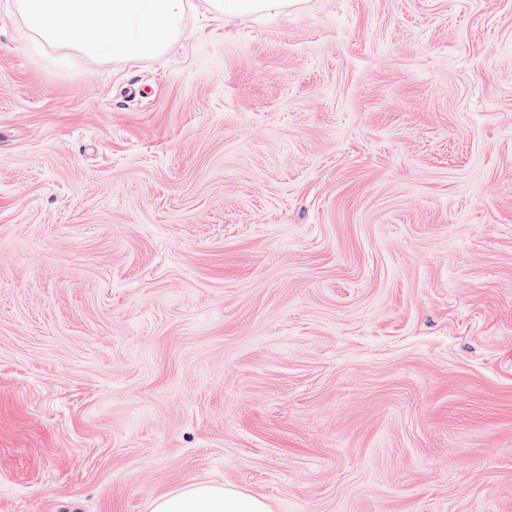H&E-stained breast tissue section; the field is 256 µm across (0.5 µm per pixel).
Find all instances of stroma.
Masks as SVG:
<instances>
[{
  "label": "stroma",
  "instance_id": "35a3bbf8",
  "mask_svg": "<svg viewBox=\"0 0 512 512\" xmlns=\"http://www.w3.org/2000/svg\"><path fill=\"white\" fill-rule=\"evenodd\" d=\"M0 0V512H512V0ZM188 0H14L35 48L66 44L85 56L155 55L182 34ZM269 0H206L209 11L216 16H238L264 11ZM152 512H271L267 503L220 485L192 484L158 497Z\"/></svg>",
  "mask_w": 512,
  "mask_h": 512
}]
</instances>
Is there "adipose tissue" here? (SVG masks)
<instances>
[{"instance_id": "1", "label": "adipose tissue", "mask_w": 512, "mask_h": 512, "mask_svg": "<svg viewBox=\"0 0 512 512\" xmlns=\"http://www.w3.org/2000/svg\"><path fill=\"white\" fill-rule=\"evenodd\" d=\"M188 0H14L31 44H66L85 56L126 61L155 55L182 34ZM152 512H270L258 497L192 484L158 497Z\"/></svg>"}]
</instances>
